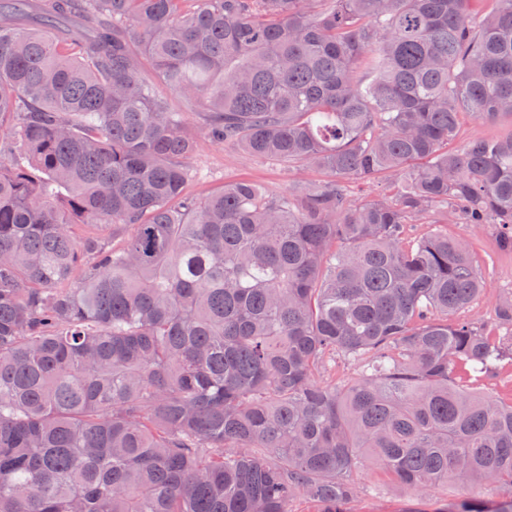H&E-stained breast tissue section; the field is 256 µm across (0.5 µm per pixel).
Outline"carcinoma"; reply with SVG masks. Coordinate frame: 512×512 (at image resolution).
I'll return each mask as SVG.
<instances>
[{"instance_id":"carcinoma-1","label":"carcinoma","mask_w":512,"mask_h":512,"mask_svg":"<svg viewBox=\"0 0 512 512\" xmlns=\"http://www.w3.org/2000/svg\"><path fill=\"white\" fill-rule=\"evenodd\" d=\"M151 74L212 141L333 180L186 195ZM464 113L512 115V0H0V512H351L366 461L512 512V401L453 378L512 338L452 320L465 242L403 238L449 203L512 251V131L450 150ZM338 359L359 377L314 379ZM474 491H480L481 497L489 501H497L499 494L493 488L478 486L471 483H456L435 489L426 500L428 512L443 507L446 503L456 502L474 496Z\"/></svg>"}]
</instances>
